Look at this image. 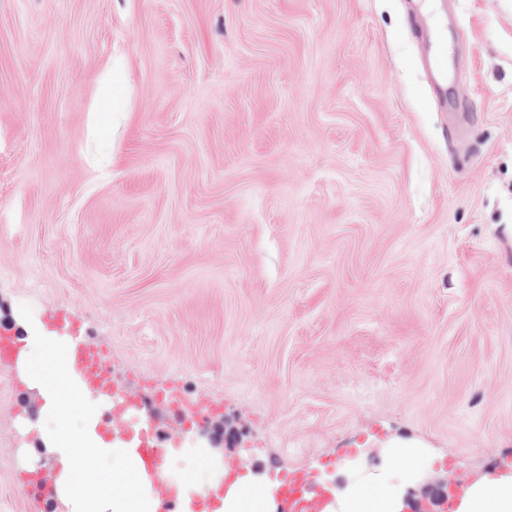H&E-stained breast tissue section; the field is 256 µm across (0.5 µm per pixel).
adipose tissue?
<instances>
[{
  "mask_svg": "<svg viewBox=\"0 0 512 512\" xmlns=\"http://www.w3.org/2000/svg\"><path fill=\"white\" fill-rule=\"evenodd\" d=\"M26 347L16 362L29 390L42 399L36 423L41 453L55 461V494L66 512H157L158 501L149 478L132 448L107 440L94 429L99 401L78 397L67 387L69 368L59 344L40 331L26 336ZM203 456L204 467L191 480L175 478L171 466L161 475L173 480L182 507L194 496L223 489L224 497L213 512H275V496L267 479L253 471L230 477L217 464L216 451L205 448L172 451V459ZM430 460L429 448L415 438H395L384 450L382 467L364 475L350 474L324 512H403L407 486L419 481ZM110 466L118 493L106 492L98 473ZM455 512H512V476L476 481Z\"/></svg>",
  "mask_w": 512,
  "mask_h": 512,
  "instance_id": "1",
  "label": "adipose tissue"
}]
</instances>
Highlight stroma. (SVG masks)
Segmentation results:
<instances>
[{"label": "stroma", "instance_id": "stroma-1", "mask_svg": "<svg viewBox=\"0 0 512 512\" xmlns=\"http://www.w3.org/2000/svg\"><path fill=\"white\" fill-rule=\"evenodd\" d=\"M67 319L303 495L396 437L421 512L512 473V0H0V336ZM41 405L0 370V512H60Z\"/></svg>", "mask_w": 512, "mask_h": 512}]
</instances>
